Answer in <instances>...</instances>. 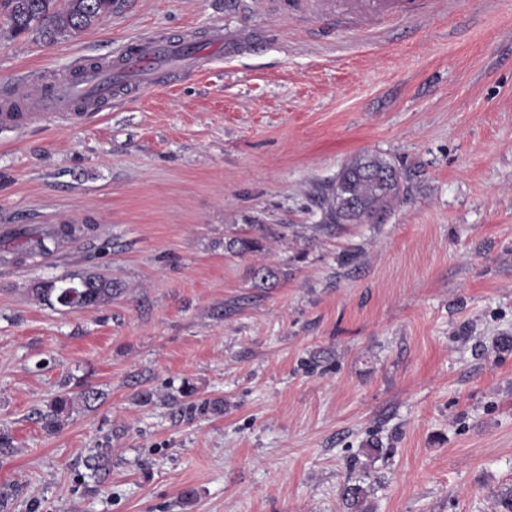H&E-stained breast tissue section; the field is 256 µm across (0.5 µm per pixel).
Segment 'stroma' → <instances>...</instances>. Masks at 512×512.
Masks as SVG:
<instances>
[{"mask_svg": "<svg viewBox=\"0 0 512 512\" xmlns=\"http://www.w3.org/2000/svg\"><path fill=\"white\" fill-rule=\"evenodd\" d=\"M224 28L222 59L73 125L0 126V225L76 224L43 257L0 238V486L12 512H498L512 490V0H125L48 42L0 17V95L25 103L132 40ZM359 155L396 168L374 223L327 226ZM263 224L260 250L225 251ZM278 272L258 290L252 273ZM111 303L49 307L68 274ZM104 397L56 434L33 415ZM220 414L164 402L183 384ZM154 392L144 405L136 395ZM112 450L96 481L84 466ZM381 449L369 460L368 449ZM66 284L76 288H63ZM121 289L117 282L112 281V278L84 274L64 275L55 280L38 283L31 288V292L38 301L50 306L58 304L63 307H96L111 302L112 297ZM72 293L75 294V298H70ZM61 296H67L69 299L59 303L57 299ZM52 297L57 303H50ZM103 393L92 386L86 385L79 393L63 390L58 392L35 414L42 423L43 429L49 433L61 431L67 424L72 413L78 408L92 410L102 398ZM368 492L361 485L344 484L341 494L350 512H369L365 505Z\"/></svg>", "mask_w": 512, "mask_h": 512, "instance_id": "obj_1", "label": "stroma"}]
</instances>
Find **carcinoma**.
Here are the masks:
<instances>
[{
    "instance_id": "cac0c4a2",
    "label": "carcinoma",
    "mask_w": 512,
    "mask_h": 512,
    "mask_svg": "<svg viewBox=\"0 0 512 512\" xmlns=\"http://www.w3.org/2000/svg\"><path fill=\"white\" fill-rule=\"evenodd\" d=\"M115 0H5L7 22L17 36L37 34L53 41L58 37L82 33L112 13ZM391 168L386 161L377 157L359 156L345 165L333 189V208L328 218L342 221H373L386 213L392 200L400 192L399 179L387 181L379 172ZM262 232L258 237H234L224 242V249L246 254L261 248V240L269 229L256 225ZM77 228L73 225L49 226L38 233L25 236L21 245L24 253L31 257L48 254L46 242L76 238ZM278 273L268 267H260L253 272L252 287L271 288L275 285ZM121 291L120 285L110 278L96 274L64 275L55 280L41 282L31 288L40 302L50 303L61 296L67 300L63 307H96L112 301ZM195 394L193 387L186 385L179 395L173 397L172 405L179 412L201 413L220 412L221 401H205L200 404L191 401ZM102 398V392L86 385L78 393L67 390L58 392L36 411L43 429L49 433L61 431L77 408L91 410ZM111 449L103 448L99 454L87 461V467L94 475L104 478L109 472ZM368 491L357 484H346L342 488V499L350 512H369L366 506Z\"/></svg>"
}]
</instances>
